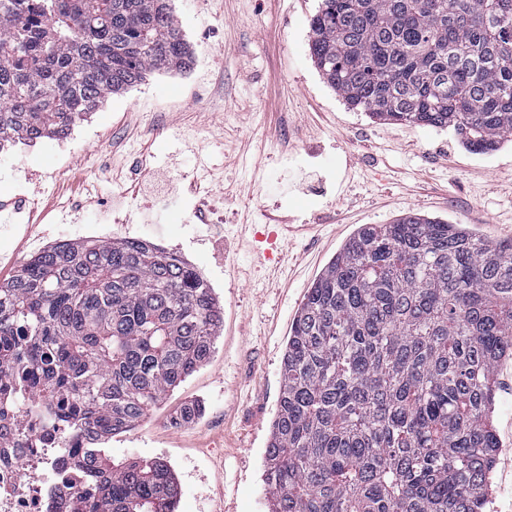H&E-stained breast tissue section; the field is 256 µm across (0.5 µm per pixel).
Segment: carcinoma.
<instances>
[{
  "label": "carcinoma",
  "mask_w": 512,
  "mask_h": 512,
  "mask_svg": "<svg viewBox=\"0 0 512 512\" xmlns=\"http://www.w3.org/2000/svg\"><path fill=\"white\" fill-rule=\"evenodd\" d=\"M309 50L354 109L451 127L472 151L512 141V0H320ZM191 63L171 0H0V148ZM223 321L194 268L146 240L57 243L0 283V382L88 438L71 512H176L166 462L116 465L97 444L204 365ZM511 356L512 239L361 225L288 336L271 512H484Z\"/></svg>",
  "instance_id": "carcinoma-1"
}]
</instances>
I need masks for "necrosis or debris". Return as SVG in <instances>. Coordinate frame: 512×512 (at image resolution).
Returning a JSON list of instances; mask_svg holds the SVG:
<instances>
[{
    "mask_svg": "<svg viewBox=\"0 0 512 512\" xmlns=\"http://www.w3.org/2000/svg\"><path fill=\"white\" fill-rule=\"evenodd\" d=\"M47 412L26 395L0 414V512H69L81 480L72 451L84 438Z\"/></svg>",
    "mask_w": 512,
    "mask_h": 512,
    "instance_id": "1",
    "label": "necrosis or debris"
}]
</instances>
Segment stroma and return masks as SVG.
<instances>
[{
    "label": "stroma",
    "mask_w": 512,
    "mask_h": 512,
    "mask_svg": "<svg viewBox=\"0 0 512 512\" xmlns=\"http://www.w3.org/2000/svg\"><path fill=\"white\" fill-rule=\"evenodd\" d=\"M173 3L203 68L112 96L65 155L49 138L17 145L0 208L22 206L29 232L0 235V283L63 237L146 240L192 264L224 310L214 354L106 448L168 463L185 512H269L265 450L308 288L363 224L420 214L512 238V142L475 153L453 128L351 109L309 52L318 0ZM194 400L202 417L176 422ZM492 424L487 512H512V358L497 366Z\"/></svg>",
    "instance_id": "stroma-1"
}]
</instances>
